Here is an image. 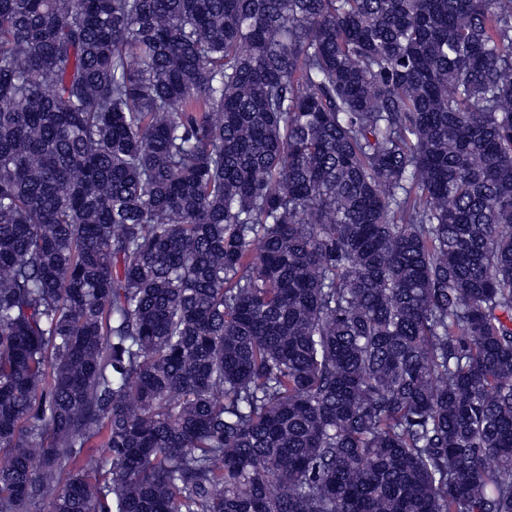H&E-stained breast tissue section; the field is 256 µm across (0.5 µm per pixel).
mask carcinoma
<instances>
[{"mask_svg":"<svg viewBox=\"0 0 512 512\" xmlns=\"http://www.w3.org/2000/svg\"><path fill=\"white\" fill-rule=\"evenodd\" d=\"M2 451L0 512H512V0H0Z\"/></svg>","mask_w":512,"mask_h":512,"instance_id":"obj_1","label":"carcinoma"}]
</instances>
